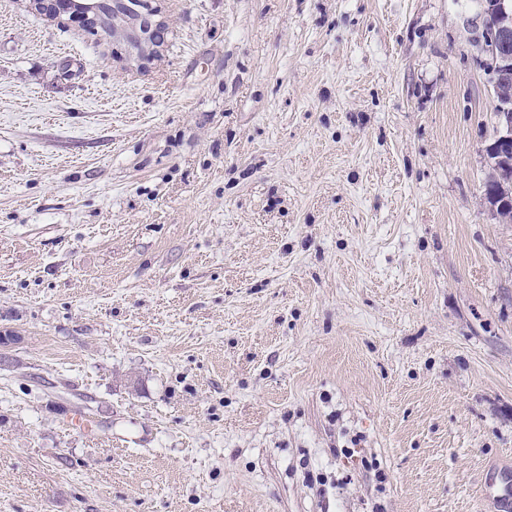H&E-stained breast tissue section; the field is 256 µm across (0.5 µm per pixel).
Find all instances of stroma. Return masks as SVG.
Instances as JSON below:
<instances>
[{
	"instance_id": "1",
	"label": "stroma",
	"mask_w": 512,
	"mask_h": 512,
	"mask_svg": "<svg viewBox=\"0 0 512 512\" xmlns=\"http://www.w3.org/2000/svg\"><path fill=\"white\" fill-rule=\"evenodd\" d=\"M149 6L0 0V512H504L479 0ZM35 4L41 10L49 14H57L60 12H69L82 17L87 24L93 29L100 31L101 21L98 9H87V6H96L102 1H108L107 9L112 13V0L88 1V0H35ZM34 1V2H35ZM141 2L143 6L134 9L135 16L131 20L133 31L129 34L130 38L126 39L116 35L112 37L123 41L139 60L148 61L153 56L152 52L159 48L154 45V42H156L155 35L161 21L153 18L155 14L148 8L147 3ZM140 9L147 10V13H143ZM143 23H145L144 26Z\"/></svg>"
}]
</instances>
